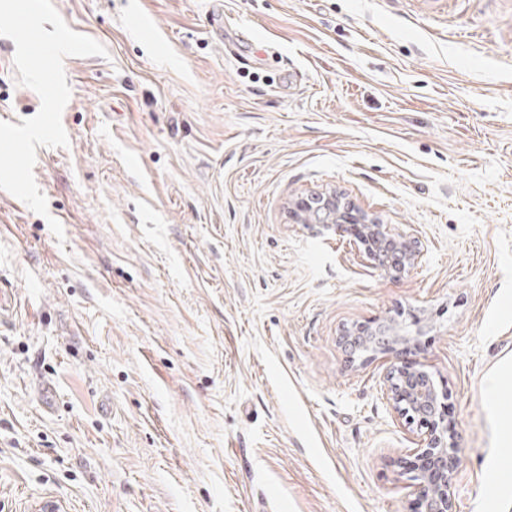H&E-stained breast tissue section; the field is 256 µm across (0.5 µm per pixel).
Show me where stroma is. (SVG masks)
<instances>
[{
  "mask_svg": "<svg viewBox=\"0 0 512 512\" xmlns=\"http://www.w3.org/2000/svg\"><path fill=\"white\" fill-rule=\"evenodd\" d=\"M52 2L108 55L64 60L48 216L0 190V512H412L394 362L446 394L453 512H506L512 0H222L220 37L209 0ZM14 54L17 125L41 101ZM325 191L420 262L292 218ZM390 321L409 350L339 343Z\"/></svg>",
  "mask_w": 512,
  "mask_h": 512,
  "instance_id": "stroma-1",
  "label": "stroma"
}]
</instances>
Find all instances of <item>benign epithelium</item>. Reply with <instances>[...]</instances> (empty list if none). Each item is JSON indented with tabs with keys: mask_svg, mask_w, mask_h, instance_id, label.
<instances>
[{
	"mask_svg": "<svg viewBox=\"0 0 512 512\" xmlns=\"http://www.w3.org/2000/svg\"><path fill=\"white\" fill-rule=\"evenodd\" d=\"M292 214L301 224L318 227L336 225L340 233L354 236V243L375 262L380 256L391 258L400 253L398 262L385 270L401 273L418 263L423 250L418 242L390 233L381 224H368L363 216L342 203L334 194H313L293 204ZM400 339L397 330L385 332V325L362 327L343 337V345L354 354L361 349L388 351ZM384 391L393 411L409 425L419 429L417 447L412 449V468L416 491L415 512H452L454 469L462 449L448 424L446 405L440 402L431 374L423 367L391 366L384 377Z\"/></svg>",
	"mask_w": 512,
	"mask_h": 512,
	"instance_id": "1",
	"label": "benign epithelium"
}]
</instances>
